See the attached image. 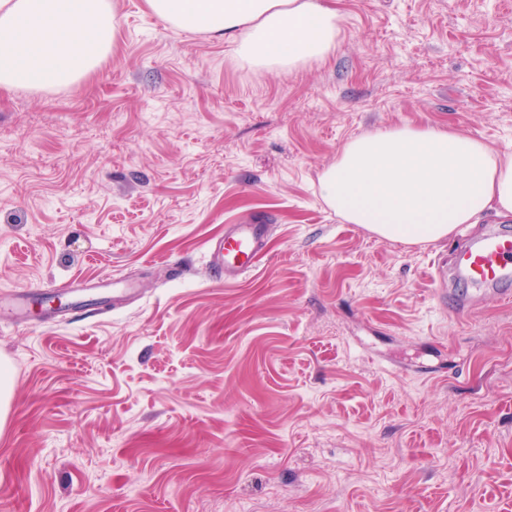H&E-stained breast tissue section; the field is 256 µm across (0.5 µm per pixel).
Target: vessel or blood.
Listing matches in <instances>:
<instances>
[{"label": "vessel or blood", "instance_id": "obj_1", "mask_svg": "<svg viewBox=\"0 0 512 512\" xmlns=\"http://www.w3.org/2000/svg\"><path fill=\"white\" fill-rule=\"evenodd\" d=\"M270 230L265 223L225 225L223 237L211 249V261L223 271L225 281L236 280L252 268ZM448 278L476 291L475 296L457 299V312L475 311L483 295L505 304L512 302V231L490 229L466 238L457 250Z\"/></svg>", "mask_w": 512, "mask_h": 512}]
</instances>
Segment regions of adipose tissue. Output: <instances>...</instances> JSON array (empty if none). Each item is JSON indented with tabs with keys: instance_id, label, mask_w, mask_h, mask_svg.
<instances>
[{
	"instance_id": "1",
	"label": "adipose tissue",
	"mask_w": 512,
	"mask_h": 512,
	"mask_svg": "<svg viewBox=\"0 0 512 512\" xmlns=\"http://www.w3.org/2000/svg\"><path fill=\"white\" fill-rule=\"evenodd\" d=\"M171 27L233 44L251 67L289 71L335 48L341 17L322 0H145ZM112 0H0V87L73 83L117 39ZM345 222L406 244L448 237L486 215L512 220V149L442 127L402 126L348 140L319 176Z\"/></svg>"
}]
</instances>
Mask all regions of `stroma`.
<instances>
[{
	"instance_id": "stroma-1",
	"label": "stroma",
	"mask_w": 512,
	"mask_h": 512,
	"mask_svg": "<svg viewBox=\"0 0 512 512\" xmlns=\"http://www.w3.org/2000/svg\"><path fill=\"white\" fill-rule=\"evenodd\" d=\"M329 2L335 52L286 73L116 0L96 70L0 88V512H512V304L457 318V235L382 240L318 190L396 126L512 148V5ZM256 217L225 282L210 245ZM271 224H228L211 249V262L224 273L225 282L248 272L264 250Z\"/></svg>"
}]
</instances>
